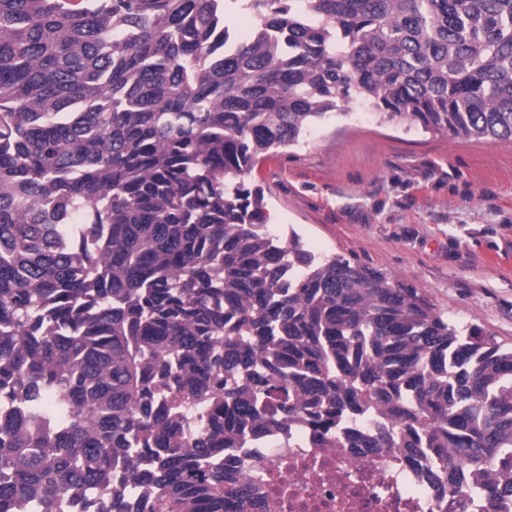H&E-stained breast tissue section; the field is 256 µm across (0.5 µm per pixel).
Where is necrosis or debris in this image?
Here are the masks:
<instances>
[{"label":"necrosis or debris","mask_w":512,"mask_h":512,"mask_svg":"<svg viewBox=\"0 0 512 512\" xmlns=\"http://www.w3.org/2000/svg\"><path fill=\"white\" fill-rule=\"evenodd\" d=\"M230 456L249 486L238 512H448L426 478L429 457L398 450L330 448L305 429L275 436Z\"/></svg>","instance_id":"1"}]
</instances>
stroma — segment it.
<instances>
[{
    "mask_svg": "<svg viewBox=\"0 0 512 512\" xmlns=\"http://www.w3.org/2000/svg\"><path fill=\"white\" fill-rule=\"evenodd\" d=\"M246 180L262 187L268 224L314 253L383 272L512 344V139L354 114L264 154Z\"/></svg>",
    "mask_w": 512,
    "mask_h": 512,
    "instance_id": "obj_1",
    "label": "stroma"
}]
</instances>
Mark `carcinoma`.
<instances>
[{
	"label": "carcinoma",
	"mask_w": 512,
	"mask_h": 512,
	"mask_svg": "<svg viewBox=\"0 0 512 512\" xmlns=\"http://www.w3.org/2000/svg\"><path fill=\"white\" fill-rule=\"evenodd\" d=\"M0 0V512H225L310 427L512 498V347L264 232L244 176L361 103L512 138V0ZM199 414L187 431L184 406Z\"/></svg>",
	"instance_id": "cac0c4a2"
}]
</instances>
